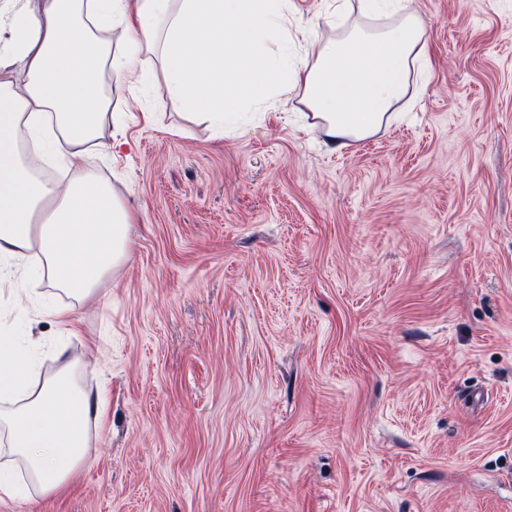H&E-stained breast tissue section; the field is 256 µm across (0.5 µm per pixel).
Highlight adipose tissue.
Wrapping results in <instances>:
<instances>
[{"mask_svg": "<svg viewBox=\"0 0 512 512\" xmlns=\"http://www.w3.org/2000/svg\"><path fill=\"white\" fill-rule=\"evenodd\" d=\"M359 4L372 26L304 52L288 0H0V285L25 297L44 280L80 302L127 256L134 215L86 160L88 145L119 147L104 72L134 84L145 56L158 55L169 94L219 122L276 106L298 86L330 143L376 133L402 107L411 71L428 65L424 26L408 0ZM114 26L124 33L117 49L106 36ZM23 140L44 154L64 145L65 180L33 168ZM35 344L0 337V436L12 457L0 467V498L62 489L102 414L70 364L36 379Z\"/></svg>", "mask_w": 512, "mask_h": 512, "instance_id": "ef3b65f1", "label": "adipose tissue"}]
</instances>
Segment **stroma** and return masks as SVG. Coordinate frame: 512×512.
I'll use <instances>...</instances> for the list:
<instances>
[{
    "mask_svg": "<svg viewBox=\"0 0 512 512\" xmlns=\"http://www.w3.org/2000/svg\"><path fill=\"white\" fill-rule=\"evenodd\" d=\"M414 6L430 75L341 148L296 98L198 121L153 57L113 93L126 261L76 336L0 291V336L45 338L44 377L81 358L104 417L62 493L0 512H512V0Z\"/></svg>",
    "mask_w": 512,
    "mask_h": 512,
    "instance_id": "stroma-1",
    "label": "stroma"
}]
</instances>
